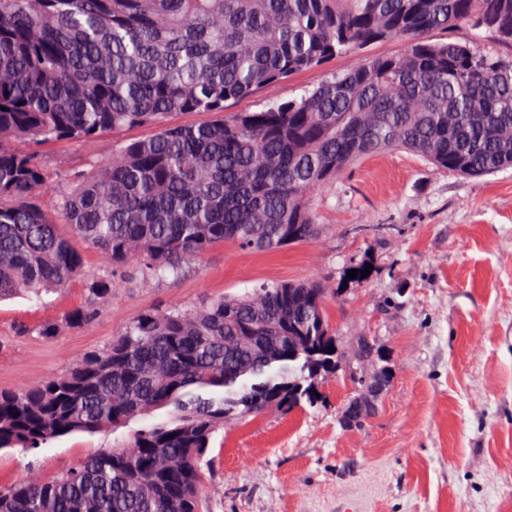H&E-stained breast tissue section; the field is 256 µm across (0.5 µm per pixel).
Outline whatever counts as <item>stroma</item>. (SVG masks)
<instances>
[{"instance_id": "stroma-1", "label": "stroma", "mask_w": 512, "mask_h": 512, "mask_svg": "<svg viewBox=\"0 0 512 512\" xmlns=\"http://www.w3.org/2000/svg\"><path fill=\"white\" fill-rule=\"evenodd\" d=\"M403 49L394 39L336 56L230 109L260 111L359 56ZM315 207V241L277 254L217 245L150 286L126 268L95 323L71 328L65 315L85 303L87 276L105 265L84 251L82 275L61 292L0 302V389L66 370L145 310L318 281L329 289L336 369L318 378L314 404L214 435L204 512H512V169L469 177L385 152L358 162ZM364 268L367 277H350ZM47 321L62 324L54 340L16 334ZM373 388L375 411L344 424L348 405ZM142 425L68 435L27 454L2 449L0 484L57 475Z\"/></svg>"}]
</instances>
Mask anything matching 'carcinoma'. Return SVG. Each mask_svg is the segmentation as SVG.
<instances>
[{
    "instance_id": "cac0c4a2",
    "label": "carcinoma",
    "mask_w": 512,
    "mask_h": 512,
    "mask_svg": "<svg viewBox=\"0 0 512 512\" xmlns=\"http://www.w3.org/2000/svg\"><path fill=\"white\" fill-rule=\"evenodd\" d=\"M460 24L512 46V0H0V302L66 288L94 249L109 271L65 318L85 327L130 261L148 285L227 242L269 253L311 242L314 196L378 152L466 176L512 168V55L426 39ZM396 38L401 54L360 59L299 99L228 111ZM188 112L216 119L172 122ZM144 125L151 137L115 139L105 161L59 173L46 208L39 145ZM328 294L273 282L147 310L64 372L1 389L0 449L165 418L56 476L1 484L0 512H203L214 434L313 404L316 380L336 368ZM59 332L54 321L17 328Z\"/></svg>"
}]
</instances>
